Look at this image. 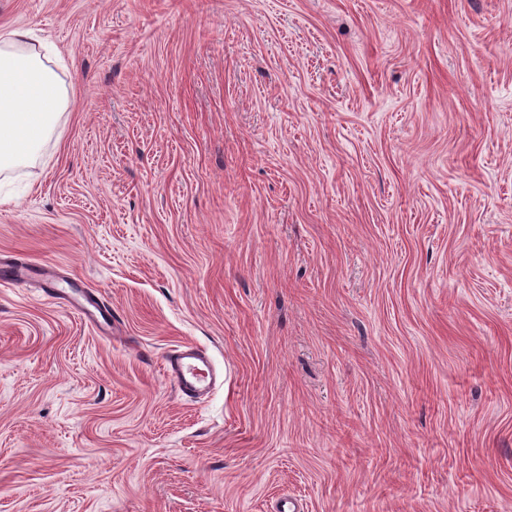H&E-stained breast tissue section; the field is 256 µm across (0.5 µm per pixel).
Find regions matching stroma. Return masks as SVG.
Wrapping results in <instances>:
<instances>
[{
  "instance_id": "35a3bbf8",
  "label": "stroma",
  "mask_w": 512,
  "mask_h": 512,
  "mask_svg": "<svg viewBox=\"0 0 512 512\" xmlns=\"http://www.w3.org/2000/svg\"><path fill=\"white\" fill-rule=\"evenodd\" d=\"M13 28L73 101L0 174V266L57 274L0 288V512H512V0H0ZM209 362L206 350L196 345L185 344L180 345L168 356L166 370L183 395L197 397L209 392L214 385L212 378L209 382L207 380Z\"/></svg>"
}]
</instances>
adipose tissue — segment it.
<instances>
[{
  "mask_svg": "<svg viewBox=\"0 0 512 512\" xmlns=\"http://www.w3.org/2000/svg\"><path fill=\"white\" fill-rule=\"evenodd\" d=\"M46 58L28 30L0 32V173L34 159L70 104Z\"/></svg>",
  "mask_w": 512,
  "mask_h": 512,
  "instance_id": "ef3b65f1",
  "label": "adipose tissue"
}]
</instances>
